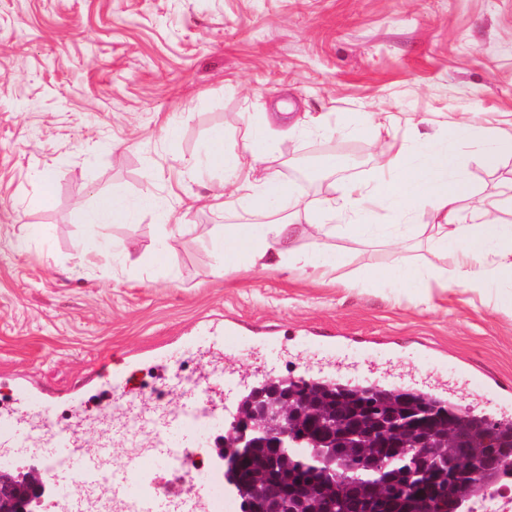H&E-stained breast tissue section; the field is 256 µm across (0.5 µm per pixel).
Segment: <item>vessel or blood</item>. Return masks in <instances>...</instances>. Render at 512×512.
Returning <instances> with one entry per match:
<instances>
[{
  "mask_svg": "<svg viewBox=\"0 0 512 512\" xmlns=\"http://www.w3.org/2000/svg\"><path fill=\"white\" fill-rule=\"evenodd\" d=\"M100 385L119 400L120 418L93 414L89 399L78 393L71 399L73 423L56 425L51 421L53 396L14 383L12 406L0 412V458L11 459L20 448L40 455L54 489V512H224L219 473L178 487L169 474L179 463H192L207 453V444L197 439L198 423L223 422L241 379L228 372L220 383L197 382L174 408L154 404L122 370L105 375ZM91 419L102 427L95 448L86 446L78 430ZM145 429L152 431L151 441L116 465L113 440ZM75 484L85 487V495L71 494Z\"/></svg>",
  "mask_w": 512,
  "mask_h": 512,
  "instance_id": "vessel-or-blood-1",
  "label": "vessel or blood"
}]
</instances>
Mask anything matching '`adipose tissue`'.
<instances>
[{
	"instance_id": "1",
	"label": "adipose tissue",
	"mask_w": 512,
	"mask_h": 512,
	"mask_svg": "<svg viewBox=\"0 0 512 512\" xmlns=\"http://www.w3.org/2000/svg\"><path fill=\"white\" fill-rule=\"evenodd\" d=\"M472 138L484 145L482 162L487 169H496L502 158L512 157V128H500L486 118L476 122L462 113L449 122L446 132L423 139L419 151L403 144L394 150L379 151L372 182L345 185L327 206L305 209L304 222L298 225L273 215L275 204L290 197L284 182L273 175L260 183L250 178L270 149L264 128H250L241 150L231 155L221 153L224 132L215 130L206 160L222 164L228 189L212 195L211 208L221 210L242 200L254 211L266 214L267 219L225 225L213 239L214 250L228 272L261 269L291 274L309 269L326 276L343 265V257L297 251L294 241L302 229L357 240L399 241L413 232L409 220L417 206L427 202L433 208L434 246L446 262L435 275L440 289L456 284L478 292L494 281L512 285V221L505 218L503 207L495 204L468 215L461 207L467 183L458 172L457 148ZM371 201L388 205L395 223H372L367 207ZM156 206L151 197L129 205L114 190L86 211L83 221L92 226L123 222L132 218L135 209ZM356 277L366 283L392 279L413 290L419 302L427 304L432 300V290L424 283L425 272L398 258L381 269H360Z\"/></svg>"
}]
</instances>
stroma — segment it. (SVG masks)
<instances>
[{"mask_svg": "<svg viewBox=\"0 0 512 512\" xmlns=\"http://www.w3.org/2000/svg\"><path fill=\"white\" fill-rule=\"evenodd\" d=\"M281 101L288 122L271 125L255 176L277 175L308 206L371 182L380 146L439 134L458 113L512 127V0H0V376L47 386L63 404L119 359L150 386L154 360L176 353L194 379L211 370L195 346L218 321L238 330L227 365L249 386L267 369L305 374L341 344L369 361L359 380L421 371L461 405L512 418V306L498 288L437 290L427 306L353 275L396 257L443 267L426 236L303 237L300 250L349 259L321 283L224 272L218 225L257 216L203 205L224 180L201 164L210 133L223 129L225 152L238 151ZM373 112L392 115L377 143L354 131ZM308 113L329 127H307ZM304 155L339 159L324 187L297 176ZM460 161L465 211L512 181V158L490 172L467 143ZM46 169L55 195L42 206ZM115 188L160 206L83 224ZM158 250L166 265H151Z\"/></svg>", "mask_w": 512, "mask_h": 512, "instance_id": "stroma-1", "label": "stroma"}]
</instances>
